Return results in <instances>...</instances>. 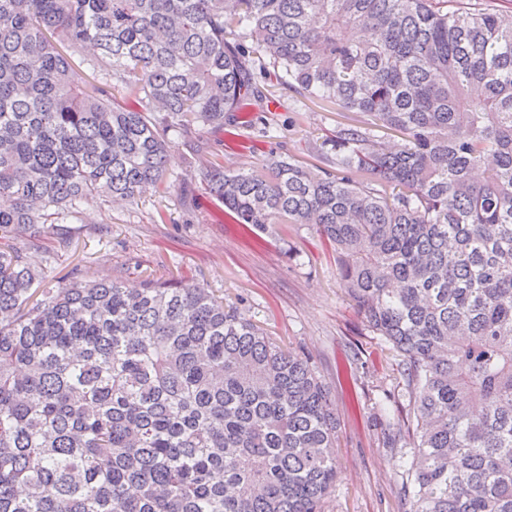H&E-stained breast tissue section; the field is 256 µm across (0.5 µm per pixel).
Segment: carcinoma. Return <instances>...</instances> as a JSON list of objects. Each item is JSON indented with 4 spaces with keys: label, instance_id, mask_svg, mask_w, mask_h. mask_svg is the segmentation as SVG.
Here are the masks:
<instances>
[{
    "label": "carcinoma",
    "instance_id": "obj_1",
    "mask_svg": "<svg viewBox=\"0 0 512 512\" xmlns=\"http://www.w3.org/2000/svg\"><path fill=\"white\" fill-rule=\"evenodd\" d=\"M336 106L311 155L200 138L269 85ZM190 154L251 231L314 229L414 419L406 512H512V7L500 0H0V512H322L309 360L198 284L42 290L14 240L135 203Z\"/></svg>",
    "mask_w": 512,
    "mask_h": 512
}]
</instances>
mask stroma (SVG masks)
Masks as SVG:
<instances>
[{
  "label": "stroma",
  "instance_id": "stroma-1",
  "mask_svg": "<svg viewBox=\"0 0 512 512\" xmlns=\"http://www.w3.org/2000/svg\"><path fill=\"white\" fill-rule=\"evenodd\" d=\"M271 112H251V124L211 132L204 140L225 168L258 167L273 155L299 156L329 135L338 116L276 85ZM275 129L263 135V123ZM188 152L174 145L164 185L147 188L136 204L100 208L89 202L72 225L67 246L16 245L38 270L39 288L75 275L116 277L133 285L171 275L210 288L242 317L262 325L284 346L305 354L327 388L338 418L336 480L324 512H404L411 466L408 443L390 448L388 432L409 407L394 358L369 333L336 274V256L314 230L276 224L253 237L225 219L224 207L204 191L181 201Z\"/></svg>",
  "mask_w": 512,
  "mask_h": 512
}]
</instances>
